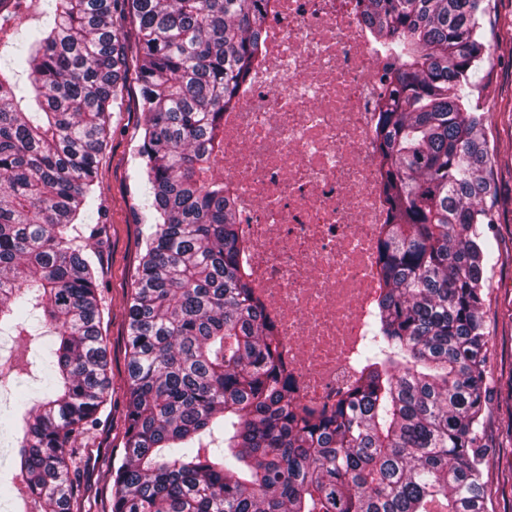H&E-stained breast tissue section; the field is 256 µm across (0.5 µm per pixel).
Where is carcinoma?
<instances>
[{
	"label": "carcinoma",
	"instance_id": "cac0c4a2",
	"mask_svg": "<svg viewBox=\"0 0 512 512\" xmlns=\"http://www.w3.org/2000/svg\"><path fill=\"white\" fill-rule=\"evenodd\" d=\"M0 0V333L37 368L17 439L33 512H81L74 443L108 403L97 159L129 82L151 223L128 308L126 440L111 512H493L484 270L495 149L484 0H358L395 60L375 122L388 224L360 375L301 403L214 175L260 57L266 0Z\"/></svg>",
	"mask_w": 512,
	"mask_h": 512
}]
</instances>
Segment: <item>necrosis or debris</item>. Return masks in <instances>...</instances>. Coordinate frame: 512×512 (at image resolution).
<instances>
[{
    "instance_id": "4bbe7bcc",
    "label": "necrosis or debris",
    "mask_w": 512,
    "mask_h": 512,
    "mask_svg": "<svg viewBox=\"0 0 512 512\" xmlns=\"http://www.w3.org/2000/svg\"><path fill=\"white\" fill-rule=\"evenodd\" d=\"M266 51L224 115L219 168L256 294L303 404L354 379L388 221L374 125L388 60L357 0H275Z\"/></svg>"
}]
</instances>
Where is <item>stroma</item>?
Here are the masks:
<instances>
[{"label":"stroma","mask_w":512,"mask_h":512,"mask_svg":"<svg viewBox=\"0 0 512 512\" xmlns=\"http://www.w3.org/2000/svg\"><path fill=\"white\" fill-rule=\"evenodd\" d=\"M485 26L491 63L478 77L492 100L485 135L497 150L493 182L497 222L489 230L497 261L484 271L487 366L493 378L485 439L495 449L484 472L496 492L495 512H512V0H489ZM143 122L138 93L130 91L122 110L112 115L110 138L98 158L96 193L105 210L98 280L112 381L111 400L99 425L76 445L83 512H108L109 471L124 442L129 388L126 315L140 260V227L150 217L148 187L137 156V131ZM15 448L14 433L0 436V512H22L24 507L23 481L10 464Z\"/></svg>","instance_id":"obj_1"}]
</instances>
